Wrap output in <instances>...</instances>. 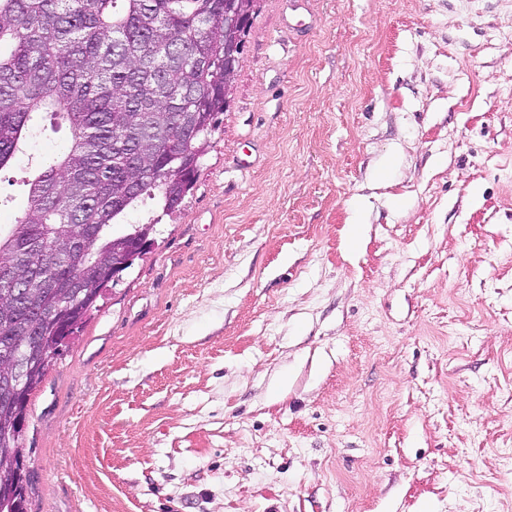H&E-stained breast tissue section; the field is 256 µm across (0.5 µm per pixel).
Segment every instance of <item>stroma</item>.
Segmentation results:
<instances>
[{"mask_svg":"<svg viewBox=\"0 0 512 512\" xmlns=\"http://www.w3.org/2000/svg\"><path fill=\"white\" fill-rule=\"evenodd\" d=\"M151 216L29 401L28 512H512V0H259Z\"/></svg>","mask_w":512,"mask_h":512,"instance_id":"obj_1","label":"stroma"}]
</instances>
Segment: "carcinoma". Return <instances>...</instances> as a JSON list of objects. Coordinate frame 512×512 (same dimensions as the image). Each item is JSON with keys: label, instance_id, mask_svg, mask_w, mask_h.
Segmentation results:
<instances>
[{"label": "carcinoma", "instance_id": "carcinoma-1", "mask_svg": "<svg viewBox=\"0 0 512 512\" xmlns=\"http://www.w3.org/2000/svg\"><path fill=\"white\" fill-rule=\"evenodd\" d=\"M223 18L224 0H0V169L43 113L72 131L64 153L39 159L24 216L0 233L11 273L0 279V482L25 460L8 385L13 330L42 340L29 397L66 346L62 308L79 332L114 259L143 232L122 224L128 211L145 199L169 211L194 182L200 136L224 110Z\"/></svg>", "mask_w": 512, "mask_h": 512}]
</instances>
